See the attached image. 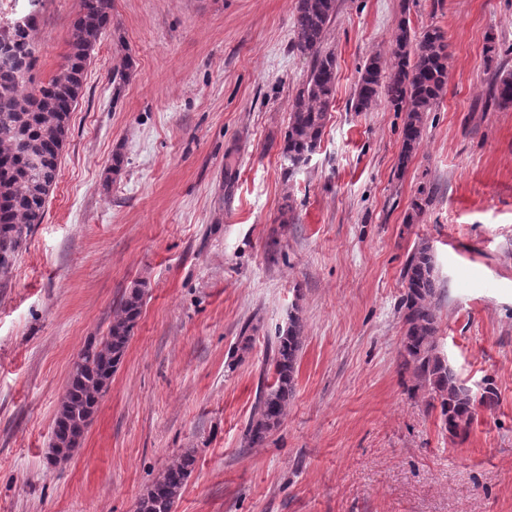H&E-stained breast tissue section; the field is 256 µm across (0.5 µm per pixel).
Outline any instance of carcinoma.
<instances>
[{
  "instance_id": "carcinoma-1",
  "label": "carcinoma",
  "mask_w": 512,
  "mask_h": 512,
  "mask_svg": "<svg viewBox=\"0 0 512 512\" xmlns=\"http://www.w3.org/2000/svg\"><path fill=\"white\" fill-rule=\"evenodd\" d=\"M33 10L12 27V43L0 41V276L9 273L28 231L44 216L57 177L59 158L69 132L70 114L81 96L85 72L103 33L112 27L113 0H78V12L68 38L63 64L38 87L27 90L37 56L32 32L43 0H30ZM336 15V0H296L293 47L310 59L305 82L292 99L282 157L291 165L306 161L321 141L327 115L336 96V55L325 47L327 29ZM391 63L368 58L360 69L352 99L354 109L367 112L382 100L405 113L400 166L417 150L428 118L447 85L451 57L444 33L429 26L419 32L407 20L397 23L391 41ZM490 99L500 108L512 106V70H496ZM403 361L401 368L439 401L445 428L454 437L466 435L475 405L491 407L497 392L485 382L475 396L441 357L438 331L440 284L431 248L424 244L407 260ZM143 290L136 285L122 300L107 335L89 341L70 373L60 400L51 443L52 460L67 458L76 448L112 382L143 309ZM302 344L298 314L278 332L270 348L273 382L260 389L244 438L248 446L262 444L280 424L294 391V375ZM188 451L164 471L138 502L137 512H173L194 466Z\"/></svg>"
}]
</instances>
